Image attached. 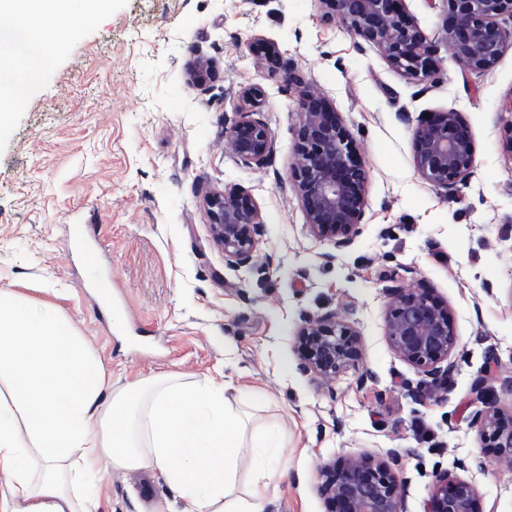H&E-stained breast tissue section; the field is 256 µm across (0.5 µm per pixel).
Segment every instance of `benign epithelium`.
I'll list each match as a JSON object with an SVG mask.
<instances>
[{
    "label": "benign epithelium",
    "instance_id": "obj_1",
    "mask_svg": "<svg viewBox=\"0 0 512 512\" xmlns=\"http://www.w3.org/2000/svg\"><path fill=\"white\" fill-rule=\"evenodd\" d=\"M322 17L337 19L356 38L377 46L390 65L425 80L434 76L433 50L417 24L400 9L401 0H319ZM451 22L446 42L451 58L465 72L480 73L495 66L512 46V0H447ZM211 64L196 61L189 79L203 85ZM264 98L261 87L244 89L237 118L227 128L235 158L244 165H264L273 143L267 125L256 117ZM414 164L431 186L450 192L475 168L474 137L457 112L419 120L414 131ZM291 176L310 232L344 247L358 234L367 202L368 172L344 127L340 113L311 92L301 101ZM204 203L215 244L224 249L230 268L249 265L254 258L264 218L247 191L212 192ZM385 336L394 353L430 389L450 382L455 370L451 356L458 336L448 305L429 288L386 289ZM302 369L334 380L362 360L359 331L343 316L330 312L303 320L297 331ZM487 447L499 458H512V418L504 420L493 401L475 415ZM405 477L394 461L363 453L320 468L319 492L327 512H405ZM425 512H479L475 483L446 470L434 474Z\"/></svg>",
    "mask_w": 512,
    "mask_h": 512
}]
</instances>
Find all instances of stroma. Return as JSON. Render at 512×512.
<instances>
[{
	"label": "stroma",
	"instance_id": "35a3bbf8",
	"mask_svg": "<svg viewBox=\"0 0 512 512\" xmlns=\"http://www.w3.org/2000/svg\"><path fill=\"white\" fill-rule=\"evenodd\" d=\"M434 49L435 81L393 69L318 0H104L77 31L44 20L58 47L0 130V289L58 309L101 358L117 391L156 374L210 376L230 401L255 400L280 427L282 467L270 512H326L322 465L365 452L399 455L407 512H423L433 475L472 479L483 512H512V464L479 467L473 390L512 411V47L485 73L446 50V0H405ZM276 43L297 81L250 44ZM206 85L189 82L197 58ZM274 153L262 168L232 155L225 131L242 88ZM323 93L368 169L367 208L343 248L311 234L290 174L300 95ZM469 123L476 166L454 194L413 162L423 115ZM250 191L264 218L254 261L233 269L213 241L207 191ZM431 288L452 312L458 346L448 390L420 397L414 368L385 337L384 290ZM341 313L360 331L358 369L327 382L299 368L303 319ZM496 365H488V355ZM96 512H175L155 470L104 475Z\"/></svg>",
	"mask_w": 512,
	"mask_h": 512
}]
</instances>
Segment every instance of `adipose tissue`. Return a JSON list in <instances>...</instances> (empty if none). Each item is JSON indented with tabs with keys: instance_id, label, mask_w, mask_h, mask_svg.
Segmentation results:
<instances>
[{
	"instance_id": "obj_1",
	"label": "adipose tissue",
	"mask_w": 512,
	"mask_h": 512,
	"mask_svg": "<svg viewBox=\"0 0 512 512\" xmlns=\"http://www.w3.org/2000/svg\"><path fill=\"white\" fill-rule=\"evenodd\" d=\"M72 11L73 0H0V70L11 74L0 82V129L55 51L40 23ZM226 390L163 375L108 392L102 361L59 311L1 288L0 512H93L83 490L103 461L159 471L183 512H268L280 433L249 425Z\"/></svg>"
}]
</instances>
